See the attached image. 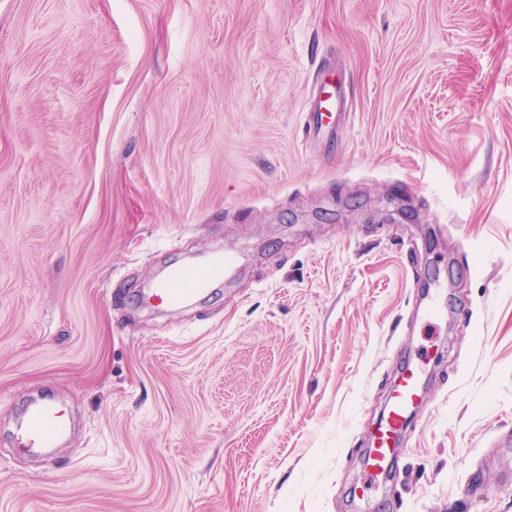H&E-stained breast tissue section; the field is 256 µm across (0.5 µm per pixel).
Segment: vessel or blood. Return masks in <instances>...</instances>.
Masks as SVG:
<instances>
[{
	"mask_svg": "<svg viewBox=\"0 0 512 512\" xmlns=\"http://www.w3.org/2000/svg\"><path fill=\"white\" fill-rule=\"evenodd\" d=\"M319 102L323 106L322 111L305 115L304 127L310 135H320L329 126L323 114L332 111L333 100L323 96ZM235 264L236 259L232 254L217 251L199 264L171 268L156 280L145 300L157 308H171L189 303L222 281L225 274L234 269ZM420 379V366L406 363L392 395L389 410L372 437L367 461L369 482L385 480L390 476V463L398 452L400 432L408 419L407 413L423 399ZM67 430L66 416L60 407L46 401L34 403L26 413L19 438L20 446L24 449H53L65 437Z\"/></svg>",
	"mask_w": 512,
	"mask_h": 512,
	"instance_id": "vessel-or-blood-1",
	"label": "vessel or blood"
}]
</instances>
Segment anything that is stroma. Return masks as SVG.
<instances>
[{
  "instance_id": "1",
  "label": "stroma",
  "mask_w": 512,
  "mask_h": 512,
  "mask_svg": "<svg viewBox=\"0 0 512 512\" xmlns=\"http://www.w3.org/2000/svg\"><path fill=\"white\" fill-rule=\"evenodd\" d=\"M218 249L216 293L139 301ZM0 512H512V0H0ZM319 91L320 108H323L325 111H327L328 115H326L324 112H306L304 128L306 129L307 135L312 134L318 136L320 134H324L325 131L322 129L330 128L332 122L330 120H324L323 115L330 119L333 114H335V112H332L334 107L332 93H329L328 97H324V95L328 93L324 91L323 86H320ZM420 379L421 367L407 362L392 395L389 410L372 437L367 461V486H372L380 478L387 480L390 476V463L398 452L400 432L407 422L408 410L417 407L423 399ZM68 430L64 411L53 403L37 402L29 407L19 438L20 449L55 448Z\"/></svg>"
}]
</instances>
